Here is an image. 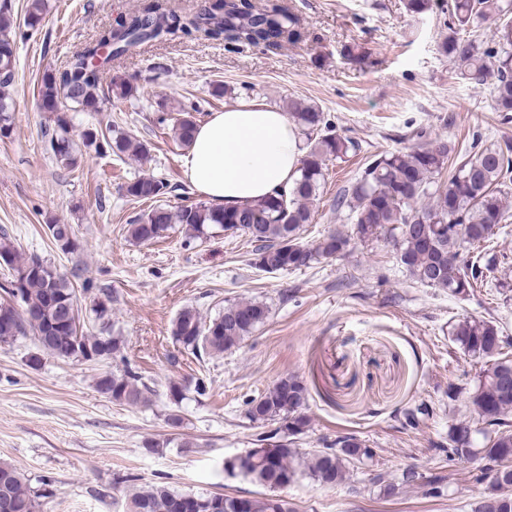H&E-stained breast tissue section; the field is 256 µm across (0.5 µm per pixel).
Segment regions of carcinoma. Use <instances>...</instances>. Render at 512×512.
Segmentation results:
<instances>
[{
    "label": "carcinoma",
    "mask_w": 512,
    "mask_h": 512,
    "mask_svg": "<svg viewBox=\"0 0 512 512\" xmlns=\"http://www.w3.org/2000/svg\"><path fill=\"white\" fill-rule=\"evenodd\" d=\"M406 12L425 15L448 13V35L439 45L459 75L476 85L490 84L491 108L512 113V0H403ZM44 0H30L23 25L39 28L44 19ZM493 25L490 36L483 24ZM122 27L119 43H112V28L77 50L61 69L43 75L39 105L53 115L55 129L48 140L53 159L74 168L78 154L70 137L68 113L92 111L104 98L115 94L131 98L138 93L135 79L114 77L112 58L143 44L177 33L196 39L247 42L265 47L293 45L301 38L298 19L278 0H268L256 9L247 0H205L192 18L147 7ZM113 46L99 64L93 60L101 45ZM15 77V30L11 5L0 3V138L13 129L12 105L7 89ZM205 102L187 99L178 108L167 100L157 103L156 122L171 125L178 144L190 148L198 127L197 115ZM285 111L303 138L298 176L286 189H277L255 203L232 209L208 202L184 205L176 210L159 203L171 186L154 175L139 176L122 187L135 201L156 202L149 211L131 218L128 233L136 243L161 239L173 225L182 226L193 238L209 235L214 228L241 233L254 243L250 265L273 274L305 270L322 260L342 255L351 238L372 241L384 233L395 238L399 263L420 285L441 288L453 296L466 297L484 284L492 261L473 254L489 243L496 227L508 213L512 193V142L487 144L476 139L465 158L455 161L456 145L448 140L426 139L424 130L413 137L419 143L405 150L386 151L368 158L361 174L336 197V210L353 225L349 235L329 233L312 242L303 240L305 225L312 223L313 205L320 197L332 161H344L362 151L361 142L338 133L330 113L316 104L290 99ZM81 138L87 149L142 161L147 145L118 128L89 127ZM55 244L63 251L73 245L70 227L50 224ZM0 262L8 267V286L0 288V346H10L31 337L40 350L61 359L104 362L121 355L125 340L105 328L95 332L91 323L107 315V305L93 300L85 314L72 282L36 255H25L9 233L0 231ZM269 307L254 299L231 301L224 311L205 320L192 308H183L172 322L171 334L184 351L195 356L219 357L239 346L269 318ZM453 336L465 352L492 361L478 383L471 387L448 385V400L467 395V401L482 422L477 446L471 426L454 425L448 443L437 448L448 461H484L472 478L482 482L493 476L491 492L481 497L474 512H512V358L505 349L512 342L492 321L465 317L458 320ZM97 389L112 400L129 406H146L154 390L137 373L125 368L98 377ZM205 394L204 380L194 385L171 382L167 397L181 407L188 391ZM308 388L296 376L278 380L264 394L247 402L246 417L252 423L274 426V434L260 433L246 455L224 465L270 493L241 497L221 493L180 492L163 483L138 485V478L124 479V512H293L290 503L273 491L308 474L321 485L343 482L361 462L373 461L376 452L354 434L340 436L324 448L302 452L298 442L311 426L304 412ZM55 478L41 475L36 484L9 463H0V512H39L40 499L52 494Z\"/></svg>",
    "instance_id": "obj_1"
}]
</instances>
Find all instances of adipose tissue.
<instances>
[{
    "instance_id": "1",
    "label": "adipose tissue",
    "mask_w": 512,
    "mask_h": 512,
    "mask_svg": "<svg viewBox=\"0 0 512 512\" xmlns=\"http://www.w3.org/2000/svg\"><path fill=\"white\" fill-rule=\"evenodd\" d=\"M300 157V137L288 114L248 98L198 127L185 176L211 204L240 206L289 186Z\"/></svg>"
}]
</instances>
